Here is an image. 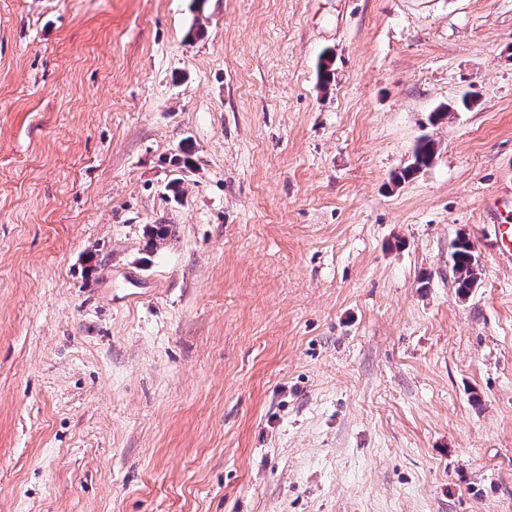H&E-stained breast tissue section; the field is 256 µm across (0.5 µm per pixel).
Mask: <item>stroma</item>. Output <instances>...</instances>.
<instances>
[{
    "label": "stroma",
    "mask_w": 512,
    "mask_h": 512,
    "mask_svg": "<svg viewBox=\"0 0 512 512\" xmlns=\"http://www.w3.org/2000/svg\"><path fill=\"white\" fill-rule=\"evenodd\" d=\"M508 194L512 0H0V512H512ZM435 151L436 146L433 139L428 137L420 138L413 147L411 158L407 165L398 174L399 180H406L423 167H427L431 163ZM508 201L503 200L497 205V211L489 208V219L495 221L493 224L494 240L492 247L496 257L502 261L512 262V224L510 212L507 211ZM448 265L452 271L456 294L465 298L481 279L478 256L471 250V243L466 237H458L454 242Z\"/></svg>",
    "instance_id": "obj_1"
}]
</instances>
